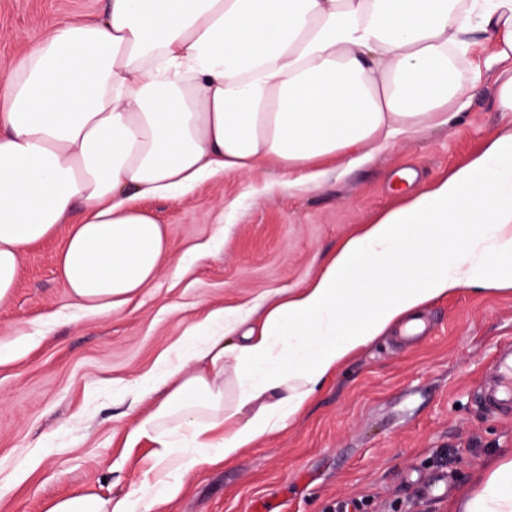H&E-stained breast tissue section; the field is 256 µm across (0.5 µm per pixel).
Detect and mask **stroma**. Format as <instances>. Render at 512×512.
<instances>
[{
	"label": "stroma",
	"instance_id": "1",
	"mask_svg": "<svg viewBox=\"0 0 512 512\" xmlns=\"http://www.w3.org/2000/svg\"><path fill=\"white\" fill-rule=\"evenodd\" d=\"M105 0H0V71L15 66L56 20L101 16ZM483 44L458 80L484 81L453 128L399 138L364 163L328 166L314 186L280 184L264 163L174 199L147 201L167 229L182 275L163 269L109 313L73 307L57 274L68 227L23 254L0 303V512H45L81 490L119 497L140 487L149 441L126 447L124 391L174 358L203 315L252 308L302 287L323 259L402 194L464 164L512 112L498 111L501 64ZM434 330L406 345L396 329L352 356L282 432L218 467L197 470L159 512H454L485 465L512 449V412L481 393L512 344V288H462L421 310ZM453 479L443 496L423 481Z\"/></svg>",
	"mask_w": 512,
	"mask_h": 512
}]
</instances>
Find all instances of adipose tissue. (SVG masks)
<instances>
[{"label":"adipose tissue","instance_id":"obj_1","mask_svg":"<svg viewBox=\"0 0 512 512\" xmlns=\"http://www.w3.org/2000/svg\"><path fill=\"white\" fill-rule=\"evenodd\" d=\"M491 41L512 60V0H107L0 74V301L32 244L67 225L58 274L108 313L171 261L142 203L273 162L282 183L359 162L470 104L448 73ZM512 287V129L380 214L254 325L215 309L205 341L131 386L125 439L151 442L152 498L76 492L46 512H151L197 467L283 431L354 352L459 288ZM457 512H512V455Z\"/></svg>","mask_w":512,"mask_h":512}]
</instances>
